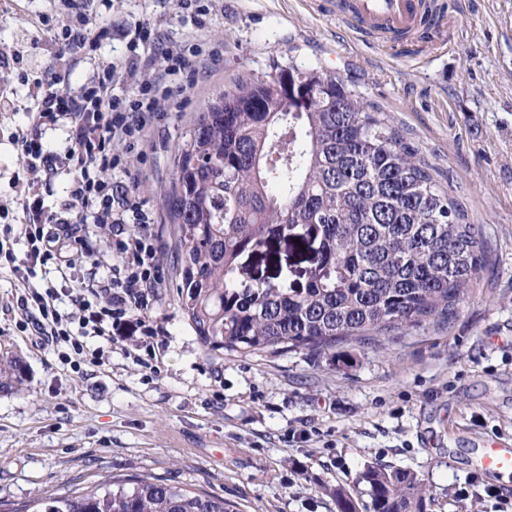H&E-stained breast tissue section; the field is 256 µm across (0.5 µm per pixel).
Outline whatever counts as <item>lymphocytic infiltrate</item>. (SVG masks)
<instances>
[{
  "instance_id": "obj_1",
  "label": "lymphocytic infiltrate",
  "mask_w": 512,
  "mask_h": 512,
  "mask_svg": "<svg viewBox=\"0 0 512 512\" xmlns=\"http://www.w3.org/2000/svg\"><path fill=\"white\" fill-rule=\"evenodd\" d=\"M162 46L159 59L139 56L126 61L124 67H106L80 91L53 83L43 86L40 109L31 113L28 127L15 140L29 173L21 186L25 208L35 218L34 223L17 227L19 236L30 245L25 270L52 263L64 277L73 267L70 253L81 242L71 231L75 219L45 213L41 193L44 182L60 173L72 177V205L92 214L95 223L136 227L135 232L113 240L112 252L118 262L111 275L80 282L64 297L54 288L34 286L18 296L16 306L23 323L31 325L41 344L57 351L66 365L87 360L102 365L101 354L88 353L83 337H111L113 327L123 323L126 315L146 309V293L157 282V249L146 231L150 218L142 202L122 186L103 180L101 174L120 164L119 158L109 156L108 144H138L160 117L161 104L170 98L173 85L186 75L189 57L204 53L198 43ZM118 79L128 84L130 96L114 94ZM61 119L69 124L73 145L57 152L43 141L41 128ZM64 299L70 310H61Z\"/></svg>"
}]
</instances>
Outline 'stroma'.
Instances as JSON below:
<instances>
[{
    "label": "stroma",
    "instance_id": "stroma-1",
    "mask_svg": "<svg viewBox=\"0 0 512 512\" xmlns=\"http://www.w3.org/2000/svg\"><path fill=\"white\" fill-rule=\"evenodd\" d=\"M449 4V41L396 44L356 30L326 0H0V240L24 261L14 144L34 92L54 73L76 91L99 65L127 59L117 26L146 18L163 42L215 48L174 87L164 118L103 177L139 195L151 216L159 280L143 320L111 339L93 338L104 365L62 364L17 322L25 284L69 289L43 266L30 281L0 259V354L21 356L26 380L0 392V512H19L44 493L108 475L150 474L224 499L227 512H339L336 491L372 512L360 476L383 464L414 473L425 512H498L496 488L473 456L512 446V0ZM207 9L197 28L195 8ZM98 33L74 48L76 28ZM296 66L337 76L379 111L433 166V175L482 227L488 262L455 312L421 326L321 350L239 356L198 340L176 288L177 253L166 206L173 157L195 114L241 80ZM78 278L106 275L114 231L85 221ZM15 260V261H16ZM258 277L304 284L311 266L298 244L253 257Z\"/></svg>",
    "mask_w": 512,
    "mask_h": 512
}]
</instances>
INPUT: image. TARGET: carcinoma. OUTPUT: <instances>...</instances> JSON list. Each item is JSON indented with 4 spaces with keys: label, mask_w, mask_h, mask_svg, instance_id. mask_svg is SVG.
Instances as JSON below:
<instances>
[{
    "label": "carcinoma",
    "mask_w": 512,
    "mask_h": 512,
    "mask_svg": "<svg viewBox=\"0 0 512 512\" xmlns=\"http://www.w3.org/2000/svg\"><path fill=\"white\" fill-rule=\"evenodd\" d=\"M312 99L300 112L271 80L240 81L196 113L167 199L176 285L199 341L239 355L324 350L446 317L486 262L482 228L387 117L334 75L288 68ZM318 247L304 286L239 280L273 239ZM25 365L0 356V392ZM373 512H424L415 475L361 474ZM33 512H227L224 498L154 476H108L47 493Z\"/></svg>",
    "instance_id": "carcinoma-1"
}]
</instances>
